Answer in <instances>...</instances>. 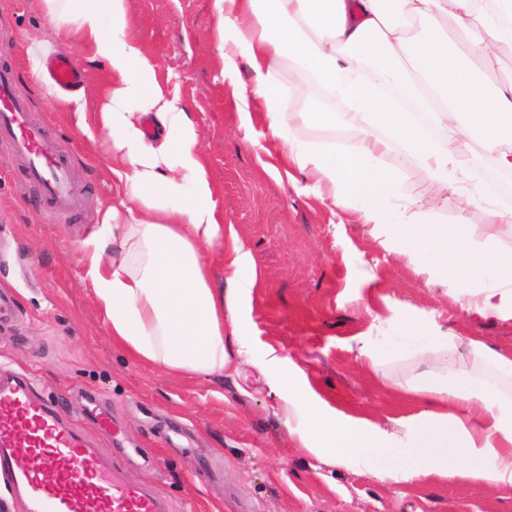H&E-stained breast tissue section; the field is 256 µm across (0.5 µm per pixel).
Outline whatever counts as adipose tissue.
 I'll list each match as a JSON object with an SVG mask.
<instances>
[{
    "label": "adipose tissue",
    "instance_id": "obj_1",
    "mask_svg": "<svg viewBox=\"0 0 512 512\" xmlns=\"http://www.w3.org/2000/svg\"><path fill=\"white\" fill-rule=\"evenodd\" d=\"M128 0H32L51 40L32 39L34 75L50 45H81L106 64L102 94L65 95L80 129L94 114L109 143L116 179L112 203L81 245V264L113 343L136 362L189 376L220 377L234 359L261 358L243 342L239 322L224 311L256 282L251 257L224 230L199 130L179 97L157 79L155 63L131 34ZM215 48L225 76L238 60L253 74L236 107L262 113L284 158L313 178L321 197L360 204V221L386 240L408 245L422 273L458 292L461 308L482 318L512 314V212L486 202L482 224H436L438 197L473 179L448 170L477 144L488 164L512 172V75L483 83L478 58L512 45V0H215ZM293 62L298 79L281 89L277 66ZM341 103L362 137L343 149L300 141L297 123L332 126L334 111H291L285 98L310 90ZM154 133H147L146 122ZM426 169L436 186L390 217L398 183L379 163L391 144ZM220 249L228 289L212 287L208 249ZM294 364L280 368L282 413L297 421L299 442L312 454L364 463L399 481L455 474L512 483V402L481 380L422 383L413 395L433 410L409 420L406 446L367 419L327 414L308 396Z\"/></svg>",
    "mask_w": 512,
    "mask_h": 512
}]
</instances>
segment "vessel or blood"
Returning <instances> with one entry per match:
<instances>
[{
  "label": "vessel or blood",
  "instance_id": "vessel-or-blood-1",
  "mask_svg": "<svg viewBox=\"0 0 512 512\" xmlns=\"http://www.w3.org/2000/svg\"><path fill=\"white\" fill-rule=\"evenodd\" d=\"M47 69L60 88L83 73L66 53ZM29 98L15 73L0 68V141H9L25 163V177L58 213L74 208L72 157L47 146V129L31 122ZM0 475L27 512H171L168 502L116 468L66 422L59 401L39 396L18 373L0 375Z\"/></svg>",
  "mask_w": 512,
  "mask_h": 512
}]
</instances>
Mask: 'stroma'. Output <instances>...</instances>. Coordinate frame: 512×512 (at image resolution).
<instances>
[{
    "label": "stroma",
    "instance_id": "1",
    "mask_svg": "<svg viewBox=\"0 0 512 512\" xmlns=\"http://www.w3.org/2000/svg\"><path fill=\"white\" fill-rule=\"evenodd\" d=\"M129 18L143 52L177 92L202 134L209 175L225 223L250 251L258 279L233 315L263 362L236 359L230 376L186 379L146 368L112 342L78 263L83 241L112 201L102 137H89L60 99L33 79L28 42L44 38L30 0H0V65L15 66L31 113L52 144L74 158L78 205L48 210L24 169L0 143V290L16 302L0 321V369L24 372L37 393L64 400L72 427L113 463L172 504L175 512H512V484L436 475L391 481L359 462H334L299 447V428L280 411L277 369L299 365L330 407L393 428L423 412L405 389L431 367L449 380L482 378L512 398V372L477 356L479 339L512 358V319L465 313L453 290L418 273L372 225L359 204L321 198L312 180L284 166L261 120L245 123L234 104L252 74L239 63L225 79L214 45V0H130ZM380 163L399 192L391 207L429 195L432 180L393 145ZM433 220L480 224L477 196L448 193ZM439 327L455 346L419 357L400 339ZM370 345L379 369L359 355ZM110 413L130 456L83 413L87 398Z\"/></svg>",
    "mask_w": 512,
    "mask_h": 512
}]
</instances>
